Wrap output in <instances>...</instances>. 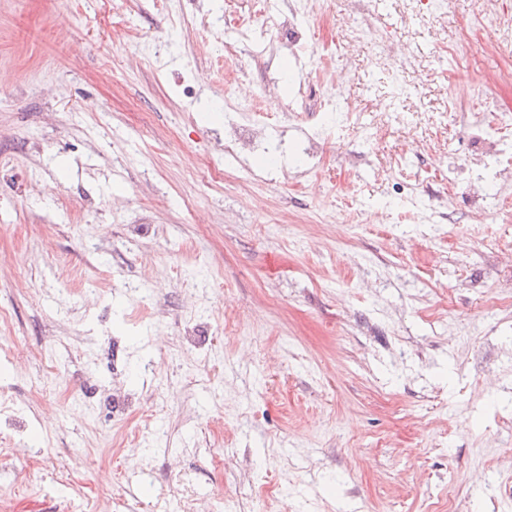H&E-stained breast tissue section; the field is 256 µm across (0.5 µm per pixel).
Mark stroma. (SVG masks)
<instances>
[{"instance_id": "obj_1", "label": "stroma", "mask_w": 512, "mask_h": 512, "mask_svg": "<svg viewBox=\"0 0 512 512\" xmlns=\"http://www.w3.org/2000/svg\"><path fill=\"white\" fill-rule=\"evenodd\" d=\"M417 9L307 0L317 65L272 24L226 52L250 0H0V512H152L174 458L199 512H512V183L421 180L512 113V81L471 100L512 0ZM254 110L275 154L225 152Z\"/></svg>"}]
</instances>
